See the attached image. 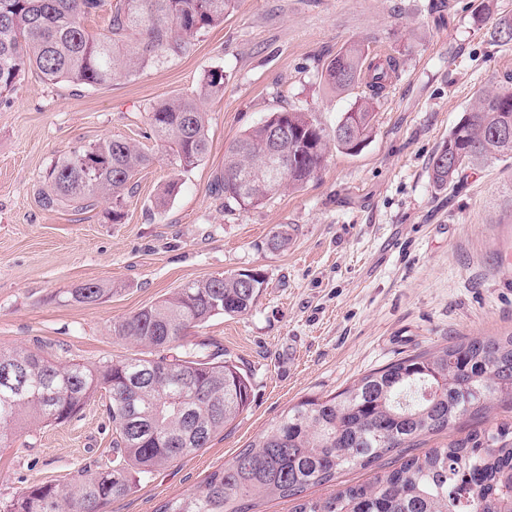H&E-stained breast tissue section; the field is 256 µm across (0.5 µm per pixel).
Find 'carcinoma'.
<instances>
[{"mask_svg": "<svg viewBox=\"0 0 512 512\" xmlns=\"http://www.w3.org/2000/svg\"><path fill=\"white\" fill-rule=\"evenodd\" d=\"M237 0H0V98L21 75L74 86H102L186 54L197 37L224 22ZM109 7L105 31L85 19ZM497 43L512 42V15L490 28ZM398 70L393 56H369L352 43L317 73L338 93L365 88L356 107L327 132L311 112H272L224 151L214 190L224 205L258 206L298 188L322 168L329 146L355 154L371 138L376 100ZM224 72L208 71L201 95H224ZM285 124L288 165L268 168L270 129ZM208 118L192 97H173L149 112L152 134L183 168L209 151ZM512 159V77L480 91L430 162L434 184L446 186L495 159ZM152 162L127 139L103 138L64 153L47 173L40 199L46 209L89 210L112 201L110 217H125L134 177ZM241 273L186 283L171 296L139 309L113 326L144 351L99 366L62 364L27 349L0 351L13 371L0 380V443L22 422L62 424L96 394L108 398L112 465L83 469L66 483L35 485L4 512H100L125 496L134 477H146L179 457L208 447L249 405L251 381L237 365L191 343L188 331L217 315L238 316L254 306L264 279L248 288ZM108 289L87 283L67 292L96 302ZM182 349L173 357L164 351ZM494 407L512 408V331L464 338L434 351L375 369L325 398L288 408L260 437L194 493L167 502L160 512H257L268 497L295 501L292 512H512V427L479 426ZM478 426L422 454L408 449L445 434L463 418ZM389 458L392 468L368 483L325 498L305 492L336 473L366 469Z\"/></svg>", "mask_w": 512, "mask_h": 512, "instance_id": "obj_1", "label": "carcinoma"}]
</instances>
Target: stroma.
<instances>
[{
	"instance_id": "stroma-1",
	"label": "stroma",
	"mask_w": 512,
	"mask_h": 512,
	"mask_svg": "<svg viewBox=\"0 0 512 512\" xmlns=\"http://www.w3.org/2000/svg\"><path fill=\"white\" fill-rule=\"evenodd\" d=\"M479 0H238L192 50L96 87L52 83L30 70L0 99V350L41 349L96 366L139 353L113 326L184 284L252 269L265 284L245 315L192 329L247 372L251 400L209 447L133 485L104 512H158L201 487L299 401L343 390L396 359L466 336L512 330V160L434 185L429 162L477 90L512 74V44L474 20ZM358 42L392 55L398 75L378 98L362 151L329 150L299 188L250 208L210 192L224 149L269 113L301 109L333 129L360 90L337 94L317 70ZM224 95L200 96L205 72ZM198 98L210 151L190 169L157 143V102ZM104 137L153 155L136 176L123 223L108 202L90 211L44 209V177L62 153ZM177 189L164 208L156 195ZM289 243L270 249L272 231ZM88 282L99 302L67 300ZM112 460V420L94 397L70 422L13 428L0 449V508L45 483Z\"/></svg>"
}]
</instances>
